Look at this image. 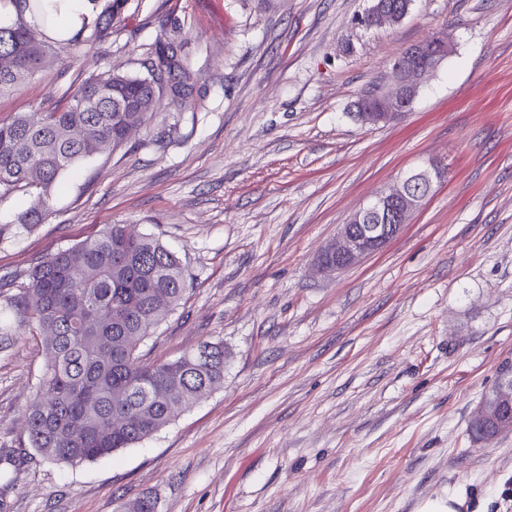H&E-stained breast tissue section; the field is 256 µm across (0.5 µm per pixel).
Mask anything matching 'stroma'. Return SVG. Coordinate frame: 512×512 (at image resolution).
<instances>
[{"mask_svg": "<svg viewBox=\"0 0 512 512\" xmlns=\"http://www.w3.org/2000/svg\"><path fill=\"white\" fill-rule=\"evenodd\" d=\"M371 0H126L106 38L51 44L0 94L38 119L106 71L149 76L160 43L191 75L126 146L76 164L49 206L0 197V303L48 254L128 224L182 260L188 290L141 348L168 362L223 342L224 382L165 429L78 466L25 453L46 363L21 329L0 350V512H512V432L468 424L512 369V0H414L366 27ZM453 51L409 114L363 125L394 57L439 28ZM440 180L387 247L320 273L341 224L414 170ZM37 210L35 228L23 226ZM464 503V494L454 489L448 492L447 498L427 502L418 512H460L459 509L464 506Z\"/></svg>", "mask_w": 512, "mask_h": 512, "instance_id": "35a3bbf8", "label": "stroma"}]
</instances>
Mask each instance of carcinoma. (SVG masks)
<instances>
[{
	"label": "carcinoma",
	"mask_w": 512,
	"mask_h": 512,
	"mask_svg": "<svg viewBox=\"0 0 512 512\" xmlns=\"http://www.w3.org/2000/svg\"><path fill=\"white\" fill-rule=\"evenodd\" d=\"M15 59L0 70V93L35 73L45 46L31 42L18 22L0 27V56ZM151 77L92 75L63 107L34 121L19 115L0 123V195L37 190L47 205L51 190L77 162L127 142L126 125H146L154 93L177 102L192 93L189 75L170 44L156 50ZM134 105L135 112H119ZM32 285L10 297L15 320L42 338L47 363L28 408V447L40 457L77 466L132 448L158 433L205 392L224 381V345L164 363L138 348L181 304L187 274L179 257L152 234L111 224L99 236L44 257ZM164 292L160 306L155 297ZM150 492L123 501L119 512H157Z\"/></svg>",
	"instance_id": "cac0c4a2"
}]
</instances>
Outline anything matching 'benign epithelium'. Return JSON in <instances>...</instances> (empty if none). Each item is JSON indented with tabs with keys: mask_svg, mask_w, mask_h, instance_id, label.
<instances>
[{
	"mask_svg": "<svg viewBox=\"0 0 512 512\" xmlns=\"http://www.w3.org/2000/svg\"><path fill=\"white\" fill-rule=\"evenodd\" d=\"M372 27L396 25L402 21L394 10L382 0H373L365 14ZM425 82V72L409 61L392 66V85L378 90L373 95L375 105L358 106L357 116L365 125H386L402 120L410 111ZM432 170L411 174L391 190L377 196L368 206L357 211L347 223L341 225L336 238L323 250L318 263L321 271L340 272L352 268L368 256L381 251L396 238L412 215L432 191ZM368 210L384 216L383 224H363L361 217Z\"/></svg>",
	"mask_w": 512,
	"mask_h": 512,
	"instance_id": "1",
	"label": "benign epithelium"
}]
</instances>
